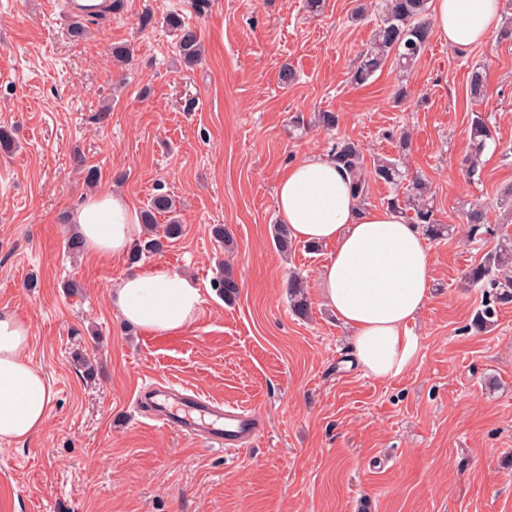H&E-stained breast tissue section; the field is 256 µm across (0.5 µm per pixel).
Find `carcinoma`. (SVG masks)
<instances>
[{"instance_id":"carcinoma-1","label":"carcinoma","mask_w":512,"mask_h":512,"mask_svg":"<svg viewBox=\"0 0 512 512\" xmlns=\"http://www.w3.org/2000/svg\"><path fill=\"white\" fill-rule=\"evenodd\" d=\"M427 11V0H384L380 24L359 56L351 76L352 83L360 86L366 84L390 59L396 62L399 69H410L425 51L432 37ZM167 24L176 32L178 50L183 62L192 66L201 61L204 45L200 33L177 14L169 15ZM469 92L474 101L485 96L486 80L483 73L472 72ZM492 139L494 136L490 126L482 117L475 116L471 123V143L475 154H480L486 141ZM330 157L347 171L354 194L361 203L367 200L370 181L397 187L403 178L399 159L377 157L369 164L365 160L362 146L349 138H336ZM429 194L428 184L416 179L408 191L402 194L394 191L392 197L386 200V205L395 213L405 216L410 223L421 225L428 237L441 239L448 236L450 226L434 219L428 202ZM173 212V199L168 194L157 193L150 198L146 209L142 211L147 237L134 246L129 256L130 263L139 262L145 254L163 252L167 243L182 235L183 225L174 217L161 227L157 224L156 216ZM465 219L473 237L482 232H493L489 208L486 206H472L466 211ZM274 240L281 252L288 253L292 250L293 239L288 225H274ZM464 281L470 288L482 289L483 301L474 314L472 327L483 332L495 324L499 305L512 302V236L506 234L500 238L495 248L467 270ZM216 288L228 301L237 297L240 285L231 267H224V274L217 280ZM288 297L292 311L300 317L307 316L308 303L302 293L300 279H290Z\"/></svg>"}]
</instances>
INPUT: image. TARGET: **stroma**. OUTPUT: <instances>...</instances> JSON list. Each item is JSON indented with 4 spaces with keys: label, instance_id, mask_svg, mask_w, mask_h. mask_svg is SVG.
I'll return each mask as SVG.
<instances>
[{
    "label": "stroma",
    "instance_id": "stroma-1",
    "mask_svg": "<svg viewBox=\"0 0 512 512\" xmlns=\"http://www.w3.org/2000/svg\"><path fill=\"white\" fill-rule=\"evenodd\" d=\"M362 2L323 0L313 13L306 0H210L199 13L193 0H124L78 38L49 0H0V126L17 141L0 152V308L29 321L27 358L55 391L40 434L0 441V512H512V304L476 332L481 294L463 279L497 242L468 238L465 210L484 204L493 224L508 221L495 202L512 185V39L501 34L512 0H500L488 41L459 52L431 39L411 71L389 64L357 86L351 71L383 0L358 19ZM172 13L202 34L193 67L177 60ZM119 45L128 63L113 58ZM286 64L290 85L279 81ZM475 70L488 79L478 103ZM321 112L338 114L337 132L318 125ZM478 113L496 138L472 173ZM404 132L408 174L429 180L434 217L454 233L426 242L433 293L411 325V365L377 379L354 364L320 297L332 246L278 251L274 190L281 170L329 154L337 137L394 157ZM90 165L99 188L137 209L171 195L182 236L135 265L70 254L67 219ZM224 262L240 282L229 302L214 286ZM134 266L192 276L196 321L161 336L124 322L109 292ZM294 276L303 319L288 302ZM168 381L257 407L264 432L227 452L159 428L137 395Z\"/></svg>",
    "mask_w": 512,
    "mask_h": 512
}]
</instances>
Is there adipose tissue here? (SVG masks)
<instances>
[{
  "label": "adipose tissue",
  "instance_id": "ef3b65f1",
  "mask_svg": "<svg viewBox=\"0 0 512 512\" xmlns=\"http://www.w3.org/2000/svg\"><path fill=\"white\" fill-rule=\"evenodd\" d=\"M499 21V0H435L433 32L464 50L487 40ZM276 207L299 242L330 244L334 251L319 275L320 294L349 330L367 375L387 378L413 361L418 338L410 325L431 297L432 258L416 225L389 208H365L347 172L325 155L311 154L278 178ZM70 221L89 254L118 257L143 232L139 211L123 195H88ZM123 319L153 335H170L194 322L202 296L181 272H131L109 295ZM31 326L0 311V440L26 442L47 422L53 387L25 361Z\"/></svg>",
  "mask_w": 512,
  "mask_h": 512
}]
</instances>
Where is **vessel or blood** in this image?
Here are the masks:
<instances>
[{
  "mask_svg": "<svg viewBox=\"0 0 512 512\" xmlns=\"http://www.w3.org/2000/svg\"><path fill=\"white\" fill-rule=\"evenodd\" d=\"M138 403L150 420L201 437L212 448L235 450L258 433L256 411L241 404H224L193 390L154 387L142 391Z\"/></svg>",
  "mask_w": 512,
  "mask_h": 512,
  "instance_id": "vessel-or-blood-1",
  "label": "vessel or blood"
}]
</instances>
